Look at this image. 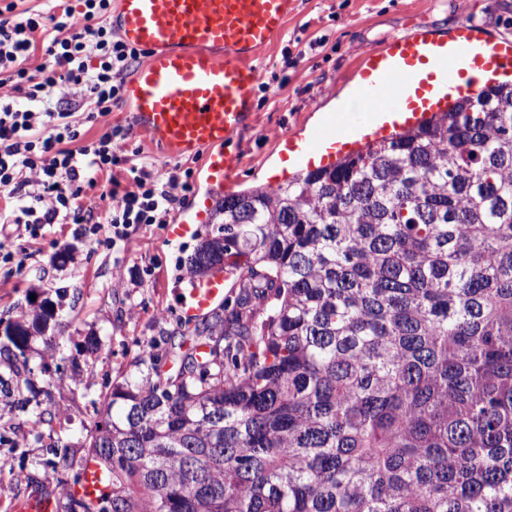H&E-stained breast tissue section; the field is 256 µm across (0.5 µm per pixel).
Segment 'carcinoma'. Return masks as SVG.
<instances>
[{
  "label": "carcinoma",
  "instance_id": "1",
  "mask_svg": "<svg viewBox=\"0 0 512 512\" xmlns=\"http://www.w3.org/2000/svg\"><path fill=\"white\" fill-rule=\"evenodd\" d=\"M187 272L235 305L112 386L60 512H512L511 83L225 198Z\"/></svg>",
  "mask_w": 512,
  "mask_h": 512
}]
</instances>
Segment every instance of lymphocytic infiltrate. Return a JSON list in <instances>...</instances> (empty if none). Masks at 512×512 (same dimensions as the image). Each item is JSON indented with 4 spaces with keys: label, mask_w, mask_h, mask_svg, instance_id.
<instances>
[{
    "label": "lymphocytic infiltrate",
    "mask_w": 512,
    "mask_h": 512,
    "mask_svg": "<svg viewBox=\"0 0 512 512\" xmlns=\"http://www.w3.org/2000/svg\"><path fill=\"white\" fill-rule=\"evenodd\" d=\"M81 2L78 12L66 0L45 13L18 10L15 0L0 6V223L32 240L45 225L74 224L113 248L140 226L166 223L192 191V173L133 164L123 147L129 131L109 116L142 53L113 33L112 0ZM37 53L41 63L29 67ZM87 121L102 127L95 140L85 138ZM117 169L127 170L128 184L101 188L97 174Z\"/></svg>",
    "instance_id": "f902f5d3"
}]
</instances>
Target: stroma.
<instances>
[{"instance_id":"stroma-1","label":"stroma","mask_w":512,"mask_h":512,"mask_svg":"<svg viewBox=\"0 0 512 512\" xmlns=\"http://www.w3.org/2000/svg\"><path fill=\"white\" fill-rule=\"evenodd\" d=\"M463 20L512 39V0H299L297 15L258 60L264 87L257 93L256 124L239 139L238 190L264 184L280 140L309 128L319 113L353 93L364 49L418 28L445 34ZM127 147L154 166L191 169L194 191L174 211L193 206L203 191L202 156L177 161L138 135ZM0 233L18 238L12 224ZM18 240L25 250L22 268H0V322L48 300L58 310V325L53 337L30 343L36 392L29 399L17 392L23 376L0 357V459L10 462L0 472V512L33 494L68 495L73 469L46 467L53 445L82 455L113 383L146 374L137 358L151 340L176 329L192 287L185 261L199 243L192 237L168 244L157 225L139 227L117 251L96 247L71 224H50L42 237ZM89 336L100 343L99 352L85 351ZM41 408L54 413L52 424H36Z\"/></svg>"}]
</instances>
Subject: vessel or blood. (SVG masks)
<instances>
[{
  "instance_id": "vessel-or-blood-1",
  "label": "vessel or blood",
  "mask_w": 512,
  "mask_h": 512,
  "mask_svg": "<svg viewBox=\"0 0 512 512\" xmlns=\"http://www.w3.org/2000/svg\"><path fill=\"white\" fill-rule=\"evenodd\" d=\"M298 0H116L112 29L144 51L124 87L132 130L171 157L203 155L205 190L194 211L166 227L175 244L211 221L214 199L237 182L235 141L256 120L261 71L255 60L295 15ZM512 81V40L487 37L468 22L447 34L392 36L363 53L353 97L323 113L307 132L282 139L274 189L303 171L332 167L367 145L420 127L475 97L480 87ZM363 121L354 122L350 113ZM224 301V278L195 284L184 319Z\"/></svg>"
}]
</instances>
